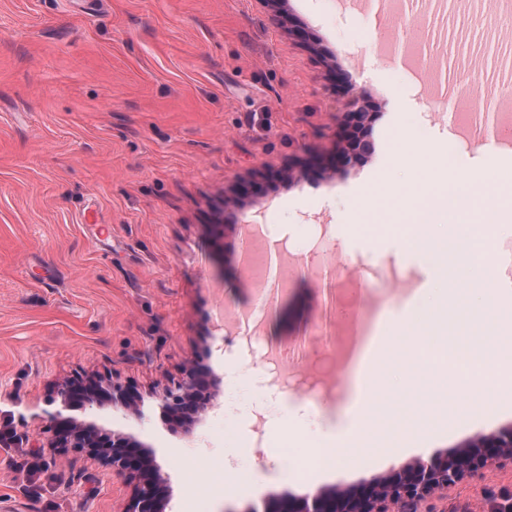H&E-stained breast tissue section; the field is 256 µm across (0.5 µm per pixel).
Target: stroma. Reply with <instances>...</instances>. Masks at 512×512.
<instances>
[{
    "mask_svg": "<svg viewBox=\"0 0 512 512\" xmlns=\"http://www.w3.org/2000/svg\"><path fill=\"white\" fill-rule=\"evenodd\" d=\"M0 0V512H118L127 490L69 451L51 460L48 398L64 379L114 374L137 390L204 360L223 383L190 432L158 412L86 419L154 448L170 476L169 512H244L277 479L270 453L328 440L344 410L342 346L378 315L398 320L414 288L465 338L512 319V214L486 207L489 269L434 264L359 232V199L411 177L397 135L432 143L457 169H512L496 136L512 106V0ZM371 95L372 149L336 162L343 109ZM485 122L463 130L460 92ZM255 248L284 258L268 296L239 262ZM364 416L372 434L325 462L322 485L356 486L416 459L413 424L444 454L512 425V402L462 393L427 373L385 369ZM300 432L277 431L285 404ZM512 495V463L467 478L421 512H485Z\"/></svg>",
    "mask_w": 512,
    "mask_h": 512,
    "instance_id": "1",
    "label": "stroma"
}]
</instances>
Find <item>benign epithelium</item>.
<instances>
[{"instance_id":"benign-epithelium-1","label":"benign epithelium","mask_w":512,"mask_h":512,"mask_svg":"<svg viewBox=\"0 0 512 512\" xmlns=\"http://www.w3.org/2000/svg\"><path fill=\"white\" fill-rule=\"evenodd\" d=\"M352 134L344 148L345 161H356L368 147L362 142L364 124L371 113L370 93L362 89L348 103ZM220 380L195 361H188L178 380L155 383L145 393L132 396L130 386L119 378L91 377L58 385L49 404H59L52 413L55 434L47 447L57 456L75 448L100 466L112 469L122 479L129 495L119 512H166L169 506L168 476L156 460L155 450L120 431L106 429L92 421L65 416L74 408L101 406L109 401L135 419L145 414V402L160 409L171 426L199 417L216 406ZM512 461V427L478 434L445 457L416 459L388 477H374L359 488L321 487L311 493L283 492L269 495L262 508L245 512H406L408 501L420 502L465 478L482 477L501 459Z\"/></svg>"}]
</instances>
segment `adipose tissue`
<instances>
[{
    "mask_svg": "<svg viewBox=\"0 0 512 512\" xmlns=\"http://www.w3.org/2000/svg\"><path fill=\"white\" fill-rule=\"evenodd\" d=\"M394 337L403 339L404 347L385 345L383 359L407 372L421 373L432 363H439L452 370L460 388L483 390L495 388L503 393L512 392V361L498 359L501 351H512V329L502 328L496 335L471 340L470 344L458 342L449 334L447 322L440 319L418 324L412 318H404L395 328ZM378 335L369 332L358 345L350 364L351 382L348 390L346 422L336 432L330 445H318L308 454L299 456L288 468L283 469L282 479L291 483H313L323 475V462L330 458H341L346 447L360 440L364 431L361 418L371 407L376 395L369 384L368 370H380L379 363L369 360V354Z\"/></svg>",
    "mask_w": 512,
    "mask_h": 512,
    "instance_id": "adipose-tissue-1",
    "label": "adipose tissue"
}]
</instances>
